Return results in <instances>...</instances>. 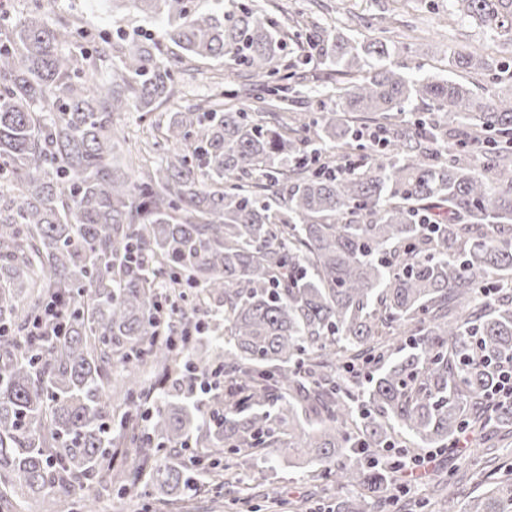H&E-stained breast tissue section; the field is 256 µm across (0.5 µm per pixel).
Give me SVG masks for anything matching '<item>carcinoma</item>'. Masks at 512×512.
Returning a JSON list of instances; mask_svg holds the SVG:
<instances>
[{
    "instance_id": "carcinoma-1",
    "label": "carcinoma",
    "mask_w": 512,
    "mask_h": 512,
    "mask_svg": "<svg viewBox=\"0 0 512 512\" xmlns=\"http://www.w3.org/2000/svg\"><path fill=\"white\" fill-rule=\"evenodd\" d=\"M52 2L0 13V506L58 494L86 512L94 487L144 478L183 509L190 442L205 479L214 455L286 451L359 490L336 512H370L390 482L371 449L512 425L495 400L512 360V97L395 69L388 27L370 43L316 27L320 64L357 75L336 89L343 115L270 125L262 111H288L305 60L279 65L267 11L94 0L146 23L101 38L96 54L117 53L101 79L85 33L44 20ZM448 11L512 42V0ZM186 59L246 71L255 104L168 113L161 163L135 176L114 118L166 102ZM448 68L493 65L463 49ZM342 151L346 175L330 161ZM370 364L361 391L348 373ZM211 372L224 385L202 404L169 391ZM466 512H512V470Z\"/></svg>"
}]
</instances>
